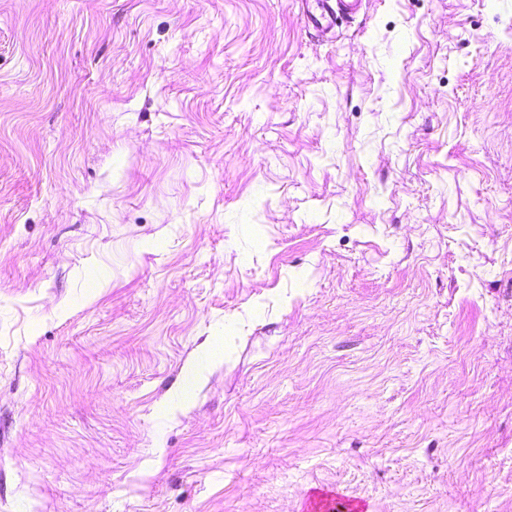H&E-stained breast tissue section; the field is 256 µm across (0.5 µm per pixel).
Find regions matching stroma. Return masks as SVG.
<instances>
[{
  "label": "stroma",
  "mask_w": 512,
  "mask_h": 512,
  "mask_svg": "<svg viewBox=\"0 0 512 512\" xmlns=\"http://www.w3.org/2000/svg\"><path fill=\"white\" fill-rule=\"evenodd\" d=\"M0 512H512V0H0ZM303 23L321 36H336V28L349 22L366 6L367 0H299Z\"/></svg>",
  "instance_id": "obj_1"
}]
</instances>
